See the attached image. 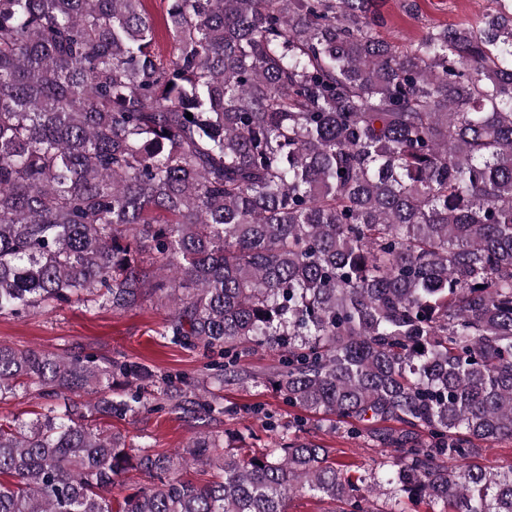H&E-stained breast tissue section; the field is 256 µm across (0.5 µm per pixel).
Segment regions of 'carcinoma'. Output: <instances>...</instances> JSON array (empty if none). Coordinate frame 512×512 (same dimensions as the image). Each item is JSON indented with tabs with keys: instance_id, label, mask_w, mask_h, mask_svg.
Wrapping results in <instances>:
<instances>
[{
	"instance_id": "obj_1",
	"label": "carcinoma",
	"mask_w": 512,
	"mask_h": 512,
	"mask_svg": "<svg viewBox=\"0 0 512 512\" xmlns=\"http://www.w3.org/2000/svg\"><path fill=\"white\" fill-rule=\"evenodd\" d=\"M373 2L166 0L157 20L145 0H0V316L157 302L161 335L224 359L213 384L274 347L288 405L390 448L370 481L301 417L248 455L232 432L135 448L94 416L224 405L123 357L0 343V401L96 394L0 419V512H288L305 493L378 512L384 483L512 512V464L479 462L512 441V0L409 48ZM133 470L148 483L112 506Z\"/></svg>"
}]
</instances>
